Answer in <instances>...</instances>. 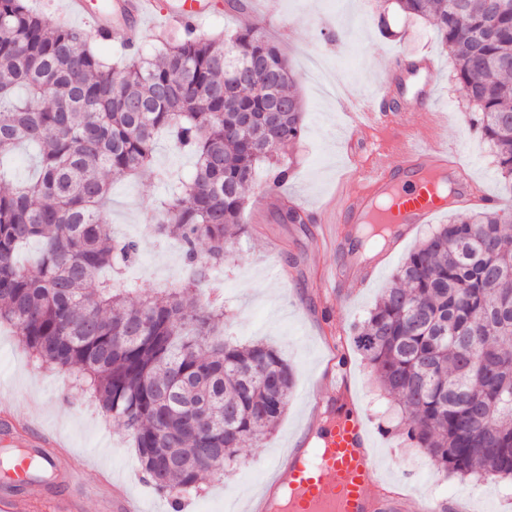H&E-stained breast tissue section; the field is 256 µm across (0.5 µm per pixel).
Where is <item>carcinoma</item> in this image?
I'll use <instances>...</instances> for the list:
<instances>
[{"label":"carcinoma","mask_w":512,"mask_h":512,"mask_svg":"<svg viewBox=\"0 0 512 512\" xmlns=\"http://www.w3.org/2000/svg\"><path fill=\"white\" fill-rule=\"evenodd\" d=\"M396 0L432 20L471 123L512 183V0ZM297 77L259 22L203 38L190 28L145 57L108 64L85 33L28 0H0V326L46 369L71 372L120 421L147 481L172 495L224 475L288 409L290 365L263 343L224 338V302L203 292L235 249L256 168L284 184L299 140ZM194 158L156 204L186 277L132 298L139 252L105 222L113 181L158 180L156 137ZM31 180L10 174L21 145ZM39 244L29 263L19 260ZM380 386L409 413L402 434L443 474L512 480V209L460 213L415 246L354 336ZM206 448H218L208 456ZM167 451L172 467L155 465Z\"/></svg>","instance_id":"carcinoma-1"}]
</instances>
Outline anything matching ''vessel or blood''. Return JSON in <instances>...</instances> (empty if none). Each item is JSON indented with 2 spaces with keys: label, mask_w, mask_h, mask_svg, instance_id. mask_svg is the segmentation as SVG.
I'll use <instances>...</instances> for the list:
<instances>
[{
  "label": "vessel or blood",
  "mask_w": 512,
  "mask_h": 512,
  "mask_svg": "<svg viewBox=\"0 0 512 512\" xmlns=\"http://www.w3.org/2000/svg\"><path fill=\"white\" fill-rule=\"evenodd\" d=\"M69 13L88 19L95 34L111 31V15L95 10L91 0H66ZM120 9L130 23L125 42L135 47L144 23L156 9L155 0H122ZM204 0H179L166 11V23L194 27L204 17ZM382 71L400 73L396 84L378 83L374 90L357 98H340L342 111L352 119L348 147L387 126L389 107H396L402 133L399 164L384 161L383 146H376L372 160L355 165L350 175L352 187L342 193L335 207L320 208L316 221L322 226L323 243L341 247L346 225L387 223L390 246L405 241L418 225L430 223L446 212L450 201L437 196L429 178H455L462 199L482 205L492 196L477 191L460 164L454 149L435 132L448 121L444 110L432 104L438 64L427 53L416 63L398 55H382L376 60ZM426 125L432 136H413V128ZM333 391L314 407L301 444L290 449L274 469L275 478L250 502L248 512H406L408 499L402 488L383 479L375 457L372 432L357 406L349 376L347 358L337 353L327 370ZM62 440L55 433L34 430L30 446L15 462L18 484L27 486L28 498H20L0 488V512H83V497L75 491L86 468L84 459L61 454ZM39 458L43 468L63 480L66 492L48 496L29 478L31 458ZM96 494L100 512H142L140 504L125 484L114 481L108 469H100Z\"/></svg>",
  "instance_id": "b4317fda"
}]
</instances>
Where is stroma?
<instances>
[{"label":"stroma","instance_id":"obj_1","mask_svg":"<svg viewBox=\"0 0 512 512\" xmlns=\"http://www.w3.org/2000/svg\"><path fill=\"white\" fill-rule=\"evenodd\" d=\"M275 2L271 11L261 5L256 11L231 15L228 0H212L197 32L209 38L264 19L269 39L280 46L298 76L304 132L282 152L290 176L272 192L267 167L257 168L249 205L241 216L248 232L230 262L212 271L224 287L225 335L241 343L261 340L273 346L293 366L294 388L287 411L269 435L243 448L238 465L224 478L202 479L199 493L189 497L193 512H227L225 501L243 505L261 491L274 459L291 447L309 405L323 392L331 343L340 339L352 345L356 326L390 285L397 267L431 230L430 225H419L379 264L366 287L335 299L329 314H322L323 292L343 256L317 247L316 224H290L278 214L283 200L302 208L321 207L348 164L342 139L346 118L336 98L314 93L308 79L311 58L326 60L340 76L344 93L358 95L382 80L375 67L379 53L395 52L408 59L423 52L433 55L439 63L436 104L451 115L445 131L448 141L477 187L495 195L501 207H512V188L501 180L490 145L470 127L473 107L462 97L448 52L434 39L428 21L395 16L393 0ZM383 12L395 17L393 36L382 35L375 25ZM167 193V185L146 172L112 185L107 220L116 235L141 243L138 268L129 271L128 279L142 295L153 293L159 282L176 283L183 274L177 244L159 242L151 231L153 204ZM351 357L353 389L373 428L378 459L390 480L404 481L411 506L428 499H459L467 512H512V485L477 484L437 473L428 457L405 440L401 423L406 415L376 382L367 360L356 351ZM2 399L30 413L37 425L59 433L73 452L104 462L113 477L129 480L145 512H167V495L141 477L136 452L121 424L101 413L70 372L40 368L17 336L0 327Z\"/></svg>","mask_w":512,"mask_h":512}]
</instances>
